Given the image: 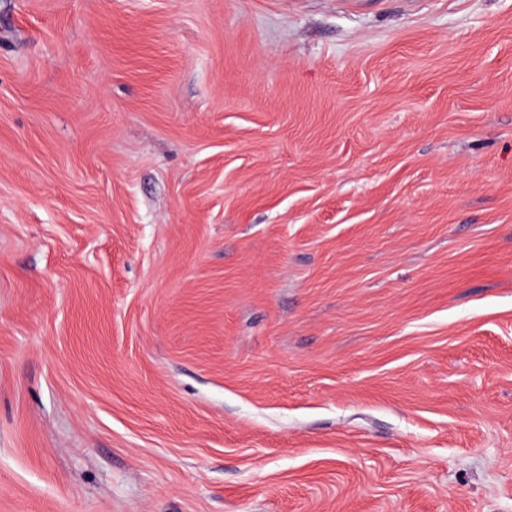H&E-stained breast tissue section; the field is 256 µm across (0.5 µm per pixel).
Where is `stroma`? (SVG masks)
Listing matches in <instances>:
<instances>
[{"instance_id": "obj_1", "label": "stroma", "mask_w": 512, "mask_h": 512, "mask_svg": "<svg viewBox=\"0 0 512 512\" xmlns=\"http://www.w3.org/2000/svg\"><path fill=\"white\" fill-rule=\"evenodd\" d=\"M0 512H512V0H0Z\"/></svg>"}]
</instances>
